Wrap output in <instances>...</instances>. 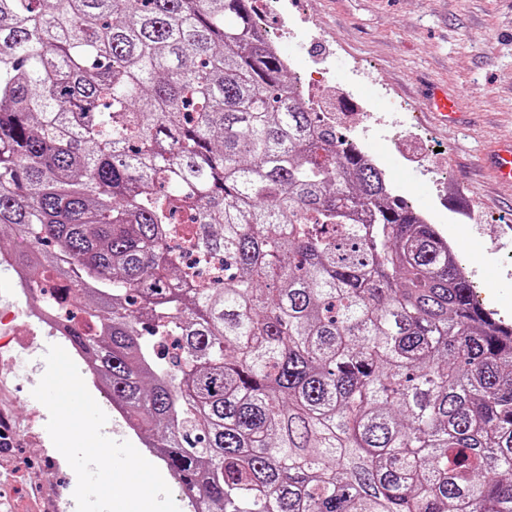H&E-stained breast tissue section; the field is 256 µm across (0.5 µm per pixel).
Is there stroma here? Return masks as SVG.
<instances>
[{"label":"stroma","instance_id":"35a3bbf8","mask_svg":"<svg viewBox=\"0 0 512 512\" xmlns=\"http://www.w3.org/2000/svg\"><path fill=\"white\" fill-rule=\"evenodd\" d=\"M288 10L316 24L315 33L300 30L284 47L297 77L325 68L329 84L361 88L367 107H397L406 116L410 138L362 125L352 113L335 118L363 150L385 157L386 178L415 209L442 215L441 231L484 307L512 323V183L495 182L481 162L489 147L512 144V0H288ZM357 62L375 70L377 83H363ZM435 86L464 93L450 125L414 116ZM469 209L482 221L467 219ZM13 330L17 339L0 358V401L25 429L0 450V477L38 465L63 488L62 512H76V474L31 394L45 372L46 333L22 315Z\"/></svg>","mask_w":512,"mask_h":512}]
</instances>
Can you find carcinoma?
Returning a JSON list of instances; mask_svg holds the SVG:
<instances>
[{
    "instance_id": "1",
    "label": "carcinoma",
    "mask_w": 512,
    "mask_h": 512,
    "mask_svg": "<svg viewBox=\"0 0 512 512\" xmlns=\"http://www.w3.org/2000/svg\"><path fill=\"white\" fill-rule=\"evenodd\" d=\"M252 12L0 0L20 286L190 512H512V325Z\"/></svg>"
}]
</instances>
